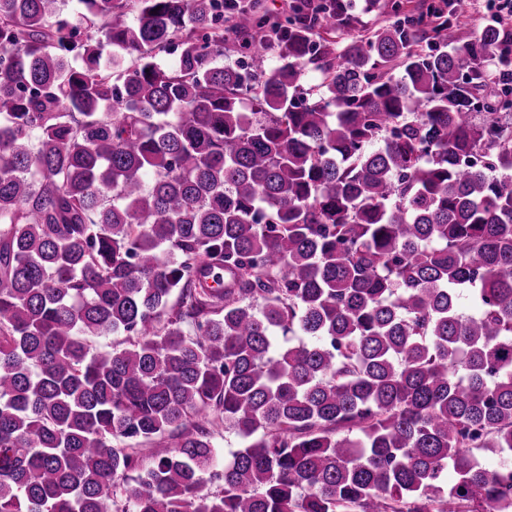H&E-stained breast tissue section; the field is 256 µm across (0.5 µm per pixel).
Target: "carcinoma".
<instances>
[{
	"label": "carcinoma",
	"instance_id": "carcinoma-1",
	"mask_svg": "<svg viewBox=\"0 0 512 512\" xmlns=\"http://www.w3.org/2000/svg\"><path fill=\"white\" fill-rule=\"evenodd\" d=\"M464 2L341 48L340 0H0V512H512V51ZM468 18L461 29L462 42L474 39L490 21L488 10L485 8V0H469ZM472 1V2H471Z\"/></svg>",
	"mask_w": 512,
	"mask_h": 512
}]
</instances>
